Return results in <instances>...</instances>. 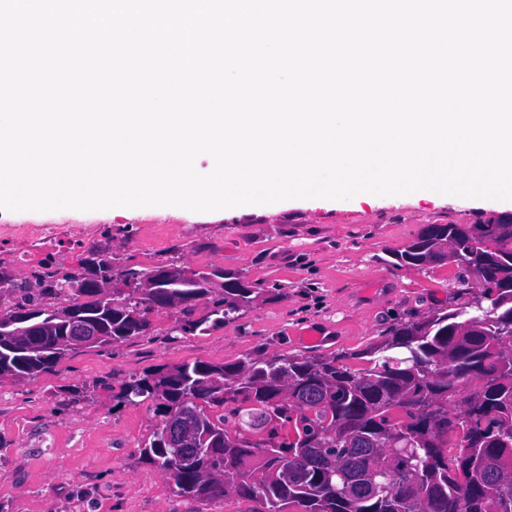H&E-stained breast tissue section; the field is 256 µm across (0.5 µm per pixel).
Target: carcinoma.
I'll return each instance as SVG.
<instances>
[{"mask_svg":"<svg viewBox=\"0 0 512 512\" xmlns=\"http://www.w3.org/2000/svg\"><path fill=\"white\" fill-rule=\"evenodd\" d=\"M451 311L409 315L381 342L329 358L247 355L233 364L184 362L133 375L117 398L156 402L162 419L140 456L168 476L177 493L202 504L242 499L251 512H499L512 502V224H429L393 253L398 267L436 263L441 243L464 231ZM160 271L90 251L63 273L48 261L30 273L38 293L0 269V284L20 293L0 319V377L54 372L82 346L60 311L78 308L97 333L91 347L143 335L147 295ZM479 285L492 282L491 307L468 315ZM120 279L128 293L99 285ZM209 315L185 306L181 330L201 335L231 323L265 294L239 277L198 271L167 288L181 301L215 293ZM62 304L50 313L43 298ZM194 420L202 451L188 455L166 438L168 415Z\"/></svg>","mask_w":512,"mask_h":512,"instance_id":"carcinoma-1","label":"carcinoma"}]
</instances>
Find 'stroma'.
Instances as JSON below:
<instances>
[{"mask_svg":"<svg viewBox=\"0 0 512 512\" xmlns=\"http://www.w3.org/2000/svg\"><path fill=\"white\" fill-rule=\"evenodd\" d=\"M512 204L421 193L351 203L285 201L263 209L154 208L0 212V269L24 281L39 261L79 267L89 251L151 269L222 270L269 290L234 322L181 330L179 309L151 315L150 335L73 350L56 372L0 380V503L9 512H198L140 457L159 423L152 401L119 402L131 375L184 362L333 356L378 343L407 314L450 308L445 265L395 267L391 254L429 224H480ZM164 227L154 235V227Z\"/></svg>","mask_w":512,"mask_h":512,"instance_id":"obj_1","label":"stroma"}]
</instances>
